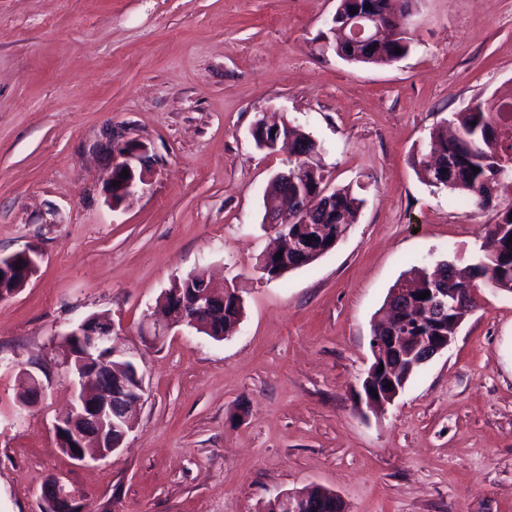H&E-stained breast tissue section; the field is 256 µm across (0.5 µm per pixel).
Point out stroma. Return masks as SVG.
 I'll list each match as a JSON object with an SVG mask.
<instances>
[{
	"instance_id": "obj_1",
	"label": "stroma",
	"mask_w": 512,
	"mask_h": 512,
	"mask_svg": "<svg viewBox=\"0 0 512 512\" xmlns=\"http://www.w3.org/2000/svg\"><path fill=\"white\" fill-rule=\"evenodd\" d=\"M338 0H0V255L39 254L0 301V512H264L319 484L348 512H512V296L477 289L447 350L381 412L360 407L371 328L417 265L472 257L495 216L465 217L414 161L432 128L512 90V0H419L408 54L355 65L325 46ZM324 147L331 188L364 204L312 266L267 280L264 193L287 154L259 119ZM155 175L113 207L107 132ZM244 300L234 334L142 329L188 273ZM107 315L144 393L121 448L71 459L62 336ZM41 399L22 406L27 375ZM42 495L44 500L51 505V511L68 512L72 510L70 494L60 480L53 479L48 483L45 486Z\"/></svg>"
}]
</instances>
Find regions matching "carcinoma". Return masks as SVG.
<instances>
[{"label":"carcinoma","mask_w":512,"mask_h":512,"mask_svg":"<svg viewBox=\"0 0 512 512\" xmlns=\"http://www.w3.org/2000/svg\"><path fill=\"white\" fill-rule=\"evenodd\" d=\"M412 43L409 34L394 41L375 39L363 47H352L349 42L336 36L330 48L336 56L351 64L388 65L398 57H405ZM401 54H396L395 49ZM476 125H471V122ZM449 122L455 124L457 133L448 135V129L436 127L430 131V153L439 154L444 160L438 169L430 162L420 160L417 174L420 180L436 188H444L456 194L463 202L479 209L492 207L496 211L493 222L487 225L485 241L479 248L475 262L465 266L444 263L448 270V287L470 288L478 281L493 288H504L512 294V204H492L490 186L500 179L512 177V93L492 96L476 101L472 107L451 113ZM312 140L294 127L288 128V139H280L277 147H268L267 153L288 149V171L295 173L297 184L311 190L327 178L321 162L313 161L307 154ZM479 171H473V168ZM336 202L331 209L318 211L317 223L327 230L322 248L328 247L330 238L342 233L341 226L356 222L364 200L349 189L335 192ZM310 216L303 214L299 202H294L288 212L289 237L307 234ZM224 313L212 317L208 323L209 337L220 341L233 334L234 327L243 316L244 303L237 288H226L223 292Z\"/></svg>","instance_id":"cac0c4a2"}]
</instances>
